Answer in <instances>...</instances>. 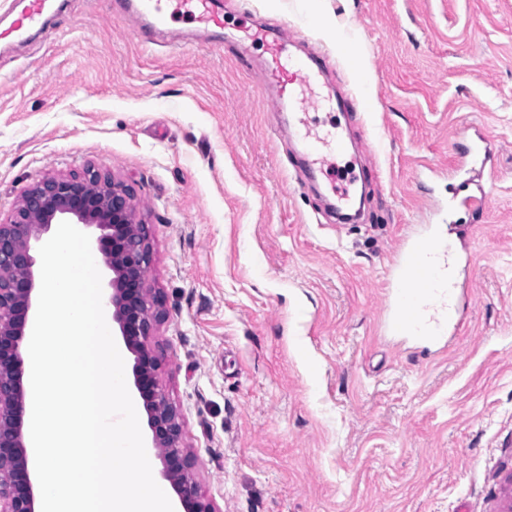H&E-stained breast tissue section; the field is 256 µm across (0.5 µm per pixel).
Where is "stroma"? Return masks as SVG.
<instances>
[{"label":"stroma","instance_id":"stroma-1","mask_svg":"<svg viewBox=\"0 0 512 512\" xmlns=\"http://www.w3.org/2000/svg\"><path fill=\"white\" fill-rule=\"evenodd\" d=\"M223 28L137 26L121 0H55L54 38L0 42V219L95 166L148 225L164 312L149 345L217 512H512V0H212ZM258 21L326 62L309 115L351 144L311 172L237 46ZM369 62L358 72L353 58ZM490 141L483 213L448 186ZM364 196L337 223L334 187ZM449 229L450 343L384 330L388 272Z\"/></svg>","mask_w":512,"mask_h":512}]
</instances>
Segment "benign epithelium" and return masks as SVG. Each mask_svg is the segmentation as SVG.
I'll return each instance as SVG.
<instances>
[{"label":"benign epithelium","instance_id":"7a95c632","mask_svg":"<svg viewBox=\"0 0 512 512\" xmlns=\"http://www.w3.org/2000/svg\"><path fill=\"white\" fill-rule=\"evenodd\" d=\"M63 221L101 231L93 246L112 272L108 296L112 319L134 355V385L164 477L184 512H217L198 492L193 460L183 446L180 416L157 381L158 357L147 344L162 318L160 301L150 298L147 282L151 262L147 225L136 220L131 188L91 166L79 174L35 182L9 219L0 221V512H37L24 432L21 349L36 290L31 241Z\"/></svg>","mask_w":512,"mask_h":512}]
</instances>
